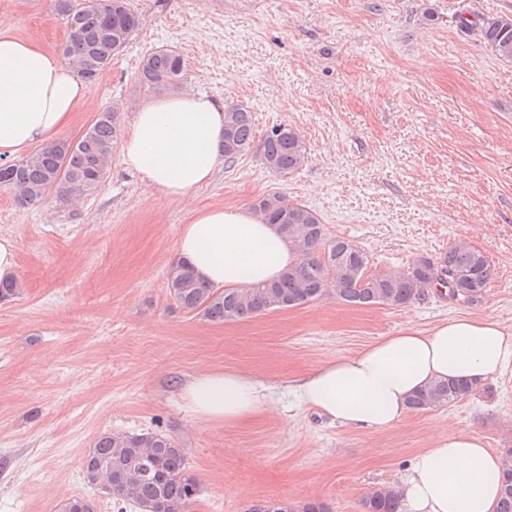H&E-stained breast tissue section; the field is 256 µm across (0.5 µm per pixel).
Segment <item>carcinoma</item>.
Wrapping results in <instances>:
<instances>
[{
    "label": "carcinoma",
    "mask_w": 512,
    "mask_h": 512,
    "mask_svg": "<svg viewBox=\"0 0 512 512\" xmlns=\"http://www.w3.org/2000/svg\"><path fill=\"white\" fill-rule=\"evenodd\" d=\"M58 11L68 27L62 56L77 76L92 84L127 46L139 27L138 15L126 0H57ZM465 31L477 30L489 52L512 59V17L500 16L481 23L460 18ZM185 62L169 49L145 55L138 80L150 89L177 90L184 81ZM118 114L100 113L94 123L75 141L64 139L43 147L23 160L0 164V188L14 192L16 202L33 206L53 195L63 201H77L100 187L118 139ZM256 150L262 163L277 173H293L307 159L305 143L295 128L276 125L256 138L253 113L241 106L224 109L223 157L233 162ZM254 210L269 224L277 226L296 251V262L271 282L242 288L216 289L200 280L180 261L167 271L171 297L189 312L199 311L212 322L240 321L269 312L287 310L309 303L326 291L352 306L383 305L406 307L428 300L448 289L451 298L477 301L487 291L491 265L486 254L458 242L439 264L421 257L404 272L388 271L368 276L367 254L352 242L325 240L323 224L308 207L281 196L265 197ZM474 392L466 381H436L417 392L409 408L422 412L455 404ZM152 449L143 457L141 449ZM88 453L105 467L132 460L148 467L129 485L109 486L104 492L136 506L152 504L153 512H188V489L198 486L190 473L185 449L161 433H102ZM503 485L496 512H512V448L502 455ZM363 512H400V498L389 487L369 492L362 500ZM270 512H329L323 501L295 505L286 500L269 506Z\"/></svg>",
    "instance_id": "1"
}]
</instances>
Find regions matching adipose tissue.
Instances as JSON below:
<instances>
[{"label":"adipose tissue","instance_id":"ef3b65f1","mask_svg":"<svg viewBox=\"0 0 512 512\" xmlns=\"http://www.w3.org/2000/svg\"><path fill=\"white\" fill-rule=\"evenodd\" d=\"M89 101L74 71L54 51L0 31V158L22 159L55 143ZM224 105L194 91L140 104L119 145L127 169L185 205L178 257L216 288L276 279L296 254L274 225L246 209L200 208L192 193L222 157ZM512 363V330L497 319L455 318L428 330L406 328L355 354L289 381L298 405L339 425L384 431L408 412V399L431 382L482 384ZM273 388L235 369L213 368L181 387L179 404L198 420L233 425L265 411ZM501 459L478 436L449 430L420 454L398 491L407 512H494Z\"/></svg>","mask_w":512,"mask_h":512}]
</instances>
